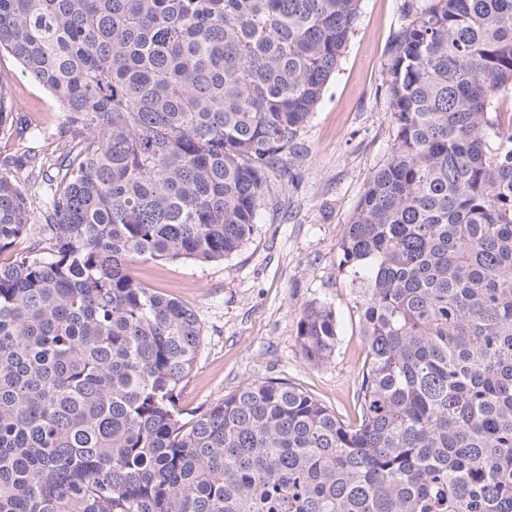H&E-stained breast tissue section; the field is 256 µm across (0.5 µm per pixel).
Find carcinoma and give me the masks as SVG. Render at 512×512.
<instances>
[{
	"label": "carcinoma",
	"mask_w": 512,
	"mask_h": 512,
	"mask_svg": "<svg viewBox=\"0 0 512 512\" xmlns=\"http://www.w3.org/2000/svg\"><path fill=\"white\" fill-rule=\"evenodd\" d=\"M360 0H0L60 102L47 257L0 262V512H512V0H430L391 49L394 139L339 243L358 420L254 382L183 417L195 313L130 266L221 260L303 150ZM0 79V137L24 136ZM34 221L0 173V254ZM335 352L328 303L299 319Z\"/></svg>",
	"instance_id": "1"
}]
</instances>
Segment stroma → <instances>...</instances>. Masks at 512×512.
Wrapping results in <instances>:
<instances>
[{"instance_id":"1","label":"stroma","mask_w":512,"mask_h":512,"mask_svg":"<svg viewBox=\"0 0 512 512\" xmlns=\"http://www.w3.org/2000/svg\"><path fill=\"white\" fill-rule=\"evenodd\" d=\"M426 0H361L360 14L322 101L301 133L304 152L286 174L272 175L250 239L232 256L210 263L134 265L146 288L191 309L202 343L180 396L188 412L209 407L240 386L286 379L346 420L367 361L358 304L362 290L338 267V245L371 174L388 159L394 139L387 73L392 44L410 20L409 4ZM4 78L31 126L23 138L0 139V159L36 157L54 175L65 116L56 98L0 54ZM331 304L339 336L325 363L304 361L297 342L303 308Z\"/></svg>"}]
</instances>
